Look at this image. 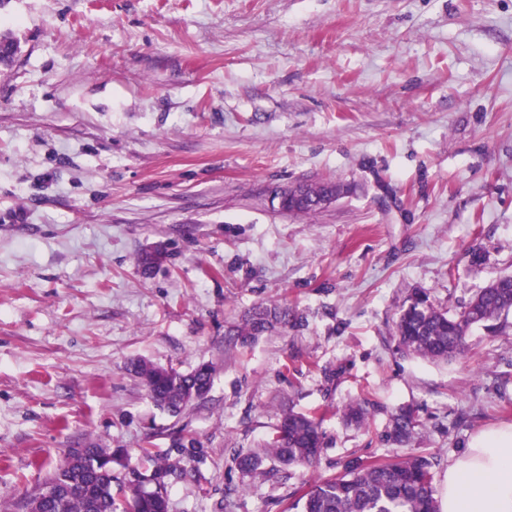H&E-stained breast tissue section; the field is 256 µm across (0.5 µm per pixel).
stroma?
Here are the masks:
<instances>
[{
	"instance_id": "stroma-1",
	"label": "stroma",
	"mask_w": 512,
	"mask_h": 512,
	"mask_svg": "<svg viewBox=\"0 0 512 512\" xmlns=\"http://www.w3.org/2000/svg\"><path fill=\"white\" fill-rule=\"evenodd\" d=\"M0 30V507L96 441L183 459L171 512H297L303 482L400 454V407L441 495L512 423V313L449 363L394 338L413 290L453 314L512 274V0H0ZM304 182L343 192L282 211ZM259 303L293 318L230 345ZM135 359L217 372L175 418ZM290 409L322 417L318 464L241 478ZM417 421L411 408L400 407L396 409L390 418L388 437L396 445H408L414 434Z\"/></svg>"
}]
</instances>
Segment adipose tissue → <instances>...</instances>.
Masks as SVG:
<instances>
[{
    "label": "adipose tissue",
    "mask_w": 512,
    "mask_h": 512,
    "mask_svg": "<svg viewBox=\"0 0 512 512\" xmlns=\"http://www.w3.org/2000/svg\"><path fill=\"white\" fill-rule=\"evenodd\" d=\"M442 512H512V424L480 431L449 465Z\"/></svg>",
    "instance_id": "1"
}]
</instances>
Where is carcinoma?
Returning a JSON list of instances; mask_svg holds the SVG:
<instances>
[{"instance_id":"carcinoma-1","label":"carcinoma","mask_w":512,"mask_h":512,"mask_svg":"<svg viewBox=\"0 0 512 512\" xmlns=\"http://www.w3.org/2000/svg\"><path fill=\"white\" fill-rule=\"evenodd\" d=\"M328 184L301 183L299 192L307 204L299 207L286 200L282 209L293 214L315 212L313 199ZM512 311V275L504 274L480 289L457 314L435 306L422 290L409 295L395 320L398 347L406 354L433 362H447L464 355L466 337L475 326L496 333L498 321ZM286 308L263 304L252 307L240 324L230 331L231 342L254 341L278 324L288 323ZM153 403L172 414L187 406L188 397L206 395L213 382V367L200 363L189 372L145 361L132 365ZM348 420L361 424L366 405L353 401L345 406ZM417 421L412 409L400 407L390 418L388 437L399 446L408 445ZM324 437L320 419L292 410L281 415L275 431L262 447L234 451L238 473L251 480L270 479L281 471L308 469L321 457ZM126 469L130 458L122 448H101L89 444L71 455L45 478L44 483L59 490L48 498L38 488L27 497L26 512H170V479L185 472L181 460L167 454L142 450L136 470L149 474L156 485L145 489L140 480L127 482L123 502L113 496L112 475L103 470L107 463ZM302 512H440L433 486L432 462L416 455H400L389 462L361 463L347 471L308 485Z\"/></svg>"}]
</instances>
